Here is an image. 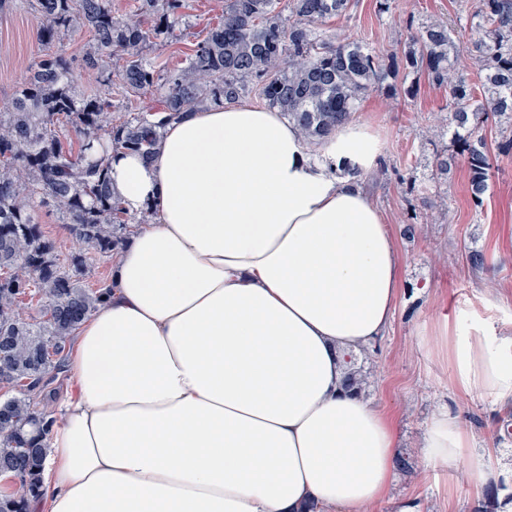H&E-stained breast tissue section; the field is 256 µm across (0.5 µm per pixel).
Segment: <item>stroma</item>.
I'll return each mask as SVG.
<instances>
[{
	"label": "stroma",
	"instance_id": "stroma-1",
	"mask_svg": "<svg viewBox=\"0 0 512 512\" xmlns=\"http://www.w3.org/2000/svg\"><path fill=\"white\" fill-rule=\"evenodd\" d=\"M477 0H353L349 14L325 26L363 40L376 52H401L408 23L441 18L457 26L460 42L477 36L471 20ZM222 0H194L178 44L154 47L158 61L177 64L205 35ZM40 18L11 7L0 12V106L23 82L37 54ZM448 92L421 85L418 95L372 92L357 105L354 123L380 140V155L362 183L379 206L402 262L401 292L390 328L373 345L350 352L349 370L366 397L396 420L400 443L396 480L388 499L371 512H497L496 500L471 489L465 472L425 465L418 449L429 418L442 408L458 413L477 447L512 457V408L483 392L449 393L452 367L438 333L445 317L462 313L512 336V154L497 156L482 205L469 192V170L457 156L447 109ZM448 149L455 163L447 179L433 178L435 151ZM479 266H472L471 256Z\"/></svg>",
	"mask_w": 512,
	"mask_h": 512
}]
</instances>
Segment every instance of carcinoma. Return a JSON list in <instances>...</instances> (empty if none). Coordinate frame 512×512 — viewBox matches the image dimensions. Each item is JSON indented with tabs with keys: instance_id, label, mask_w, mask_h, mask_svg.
<instances>
[{
	"instance_id": "obj_1",
	"label": "carcinoma",
	"mask_w": 512,
	"mask_h": 512,
	"mask_svg": "<svg viewBox=\"0 0 512 512\" xmlns=\"http://www.w3.org/2000/svg\"><path fill=\"white\" fill-rule=\"evenodd\" d=\"M352 0H224L218 21L166 68L150 49L178 41L188 0H135L112 12V0H20L41 19L39 53L11 102L0 108V384L16 395L0 400V473L20 491L0 499V512H28L41 492L43 437L54 423L47 376L61 370L80 324L105 301L102 284L83 285L89 261L110 258L130 228L153 212L131 213L111 189L109 158L128 151L149 160L168 123L222 106L255 88L311 146L350 122L373 91L417 95L421 82L448 89L455 141L480 203L492 158L477 134L491 118L512 121V0H478L481 36L463 46L454 29L432 20L410 33L408 49L386 59L358 40L322 32L345 17ZM89 34L77 63L60 43ZM469 65L476 81L459 79ZM416 74L401 90L387 83L398 69ZM128 95L156 92L162 108L112 113V98L82 89V76ZM53 207L79 250L64 255L38 222ZM37 301V316L27 317Z\"/></svg>"
}]
</instances>
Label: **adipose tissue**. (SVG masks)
Instances as JSON below:
<instances>
[{"label": "adipose tissue", "mask_w": 512, "mask_h": 512, "mask_svg": "<svg viewBox=\"0 0 512 512\" xmlns=\"http://www.w3.org/2000/svg\"><path fill=\"white\" fill-rule=\"evenodd\" d=\"M378 140L347 124L312 156L280 113L234 101L170 123L159 152L109 160L129 212L106 303L67 355L74 396L33 512H368L396 475L392 415L348 388L383 336L402 265L358 176ZM454 394L512 405V338L445 321ZM459 415L427 423L426 465L497 483Z\"/></svg>", "instance_id": "obj_1"}]
</instances>
